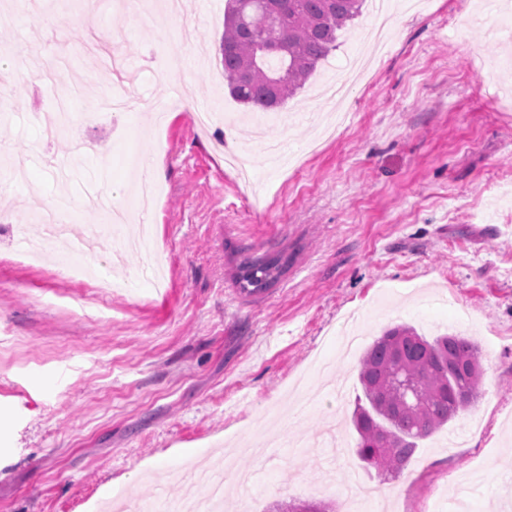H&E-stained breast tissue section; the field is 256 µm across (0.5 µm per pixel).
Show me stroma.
Instances as JSON below:
<instances>
[{
	"mask_svg": "<svg viewBox=\"0 0 512 512\" xmlns=\"http://www.w3.org/2000/svg\"><path fill=\"white\" fill-rule=\"evenodd\" d=\"M121 0H13L0 50V145L22 170L0 196V512H98L184 493L209 460L231 512L294 498L350 512L357 486H382L371 512H512V0H390L388 38L368 13L280 108L238 121L221 64L225 0H184L142 24ZM64 55L74 121L31 78ZM135 72L138 106L119 125L82 121ZM343 81V101L320 93ZM193 108H186V98ZM224 114L206 133L192 115ZM110 164L98 171L96 157ZM154 158L164 189L152 246L171 259L159 288L125 250L116 288L79 277L65 244L38 268L46 197L71 199L75 226L102 222L87 193L125 205L131 157ZM285 254L266 291L235 281L247 258ZM461 333L481 350L483 394L420 442L405 477L380 483L349 421L360 358L386 328ZM322 388L283 424L298 377ZM280 447L260 449L267 429ZM244 449L245 490L217 447Z\"/></svg>",
	"mask_w": 512,
	"mask_h": 512,
	"instance_id": "stroma-1",
	"label": "stroma"
}]
</instances>
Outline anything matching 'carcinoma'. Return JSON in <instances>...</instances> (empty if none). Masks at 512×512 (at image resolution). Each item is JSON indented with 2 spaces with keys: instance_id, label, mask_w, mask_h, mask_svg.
Instances as JSON below:
<instances>
[{
  "instance_id": "cac0c4a2",
  "label": "carcinoma",
  "mask_w": 512,
  "mask_h": 512,
  "mask_svg": "<svg viewBox=\"0 0 512 512\" xmlns=\"http://www.w3.org/2000/svg\"><path fill=\"white\" fill-rule=\"evenodd\" d=\"M363 0H227L221 45L224 78L240 103L269 110L286 102L336 49L337 32ZM261 41H277L278 66L260 56ZM282 255L247 259L237 278L262 292L284 274ZM363 397L352 415L357 455L382 481L403 473L419 442L463 415L481 395L478 344L467 336L428 339L406 324L384 330L359 365ZM272 512H328L318 504L282 501Z\"/></svg>"
}]
</instances>
